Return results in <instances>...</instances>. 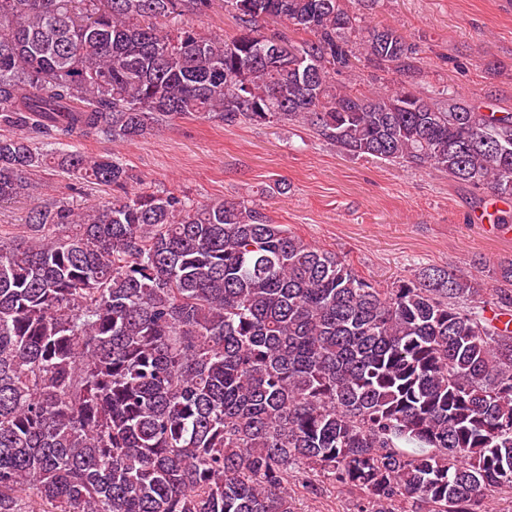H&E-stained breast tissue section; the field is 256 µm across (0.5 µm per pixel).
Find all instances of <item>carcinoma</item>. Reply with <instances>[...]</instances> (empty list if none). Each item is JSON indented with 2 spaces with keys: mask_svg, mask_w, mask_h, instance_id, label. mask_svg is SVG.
I'll return each instance as SVG.
<instances>
[{
  "mask_svg": "<svg viewBox=\"0 0 512 512\" xmlns=\"http://www.w3.org/2000/svg\"><path fill=\"white\" fill-rule=\"evenodd\" d=\"M212 2L0 0V202L50 166L114 191L0 231V512H294L301 469L377 512H487L512 490V259L380 288L254 200L130 192L75 142L301 122L512 196V112L417 91L415 45L364 25L379 0H224L227 38L180 21ZM361 59L402 81H336Z\"/></svg>",
  "mask_w": 512,
  "mask_h": 512,
  "instance_id": "obj_1",
  "label": "carcinoma"
}]
</instances>
